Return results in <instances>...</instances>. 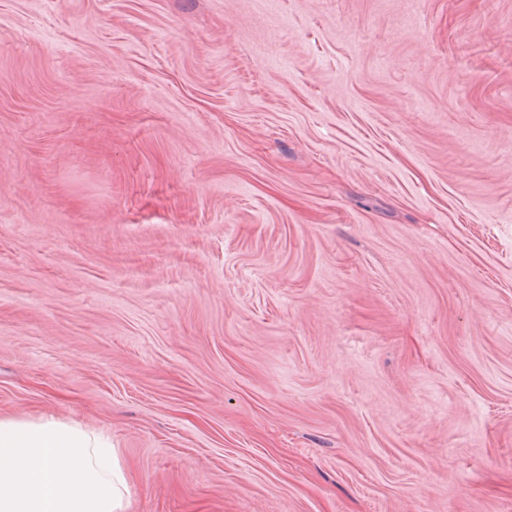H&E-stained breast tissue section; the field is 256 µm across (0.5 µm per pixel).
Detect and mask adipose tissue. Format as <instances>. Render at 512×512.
I'll list each match as a JSON object with an SVG mask.
<instances>
[{
	"label": "adipose tissue",
	"mask_w": 512,
	"mask_h": 512,
	"mask_svg": "<svg viewBox=\"0 0 512 512\" xmlns=\"http://www.w3.org/2000/svg\"><path fill=\"white\" fill-rule=\"evenodd\" d=\"M127 493L109 440L51 416L0 418V512H127Z\"/></svg>",
	"instance_id": "adipose-tissue-1"
}]
</instances>
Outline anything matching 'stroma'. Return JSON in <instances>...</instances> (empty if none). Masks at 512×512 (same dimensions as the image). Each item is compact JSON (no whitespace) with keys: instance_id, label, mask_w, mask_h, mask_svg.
<instances>
[{"instance_id":"obj_1","label":"stroma","mask_w":512,"mask_h":512,"mask_svg":"<svg viewBox=\"0 0 512 512\" xmlns=\"http://www.w3.org/2000/svg\"><path fill=\"white\" fill-rule=\"evenodd\" d=\"M129 512H512V0H0V417Z\"/></svg>"}]
</instances>
